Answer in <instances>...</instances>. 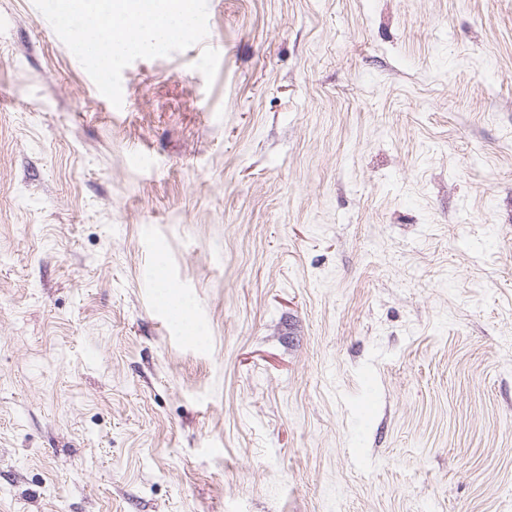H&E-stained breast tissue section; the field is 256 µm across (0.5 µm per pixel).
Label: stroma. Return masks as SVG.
I'll list each match as a JSON object with an SVG mask.
<instances>
[{"label":"stroma","instance_id":"stroma-1","mask_svg":"<svg viewBox=\"0 0 512 512\" xmlns=\"http://www.w3.org/2000/svg\"><path fill=\"white\" fill-rule=\"evenodd\" d=\"M207 9L0 0V512H512V0Z\"/></svg>","mask_w":512,"mask_h":512}]
</instances>
